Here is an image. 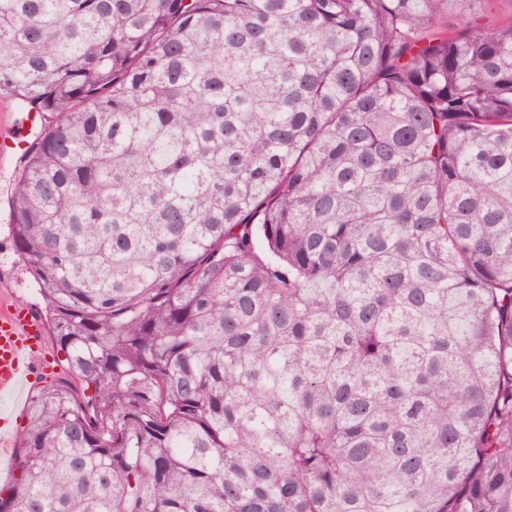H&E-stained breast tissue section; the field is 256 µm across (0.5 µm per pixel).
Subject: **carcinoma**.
Instances as JSON below:
<instances>
[{"instance_id": "carcinoma-1", "label": "carcinoma", "mask_w": 512, "mask_h": 512, "mask_svg": "<svg viewBox=\"0 0 512 512\" xmlns=\"http://www.w3.org/2000/svg\"><path fill=\"white\" fill-rule=\"evenodd\" d=\"M0 0L69 372L0 512H512V18ZM459 23L448 28V11Z\"/></svg>"}]
</instances>
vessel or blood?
Returning <instances> with one entry per match:
<instances>
[{
    "mask_svg": "<svg viewBox=\"0 0 512 512\" xmlns=\"http://www.w3.org/2000/svg\"><path fill=\"white\" fill-rule=\"evenodd\" d=\"M14 115L11 124L0 125V164L21 159L39 136L40 113L7 102L0 106ZM43 350V328L24 308L0 309V394H21Z\"/></svg>",
    "mask_w": 512,
    "mask_h": 512,
    "instance_id": "vessel-or-blood-1",
    "label": "vessel or blood"
}]
</instances>
